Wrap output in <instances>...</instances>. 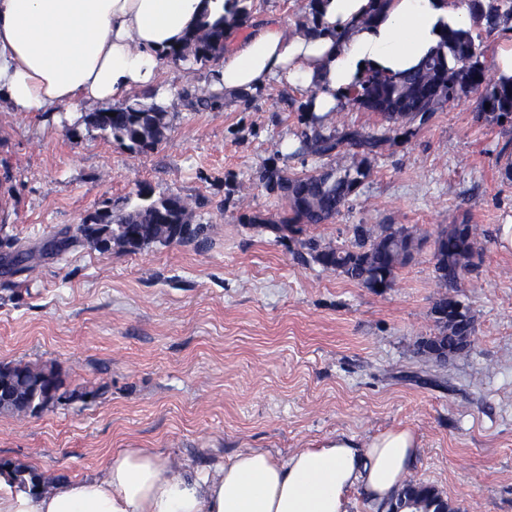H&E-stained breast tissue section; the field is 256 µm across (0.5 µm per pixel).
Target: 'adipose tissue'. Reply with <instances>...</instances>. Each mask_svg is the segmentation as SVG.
Here are the masks:
<instances>
[{"label":"adipose tissue","instance_id":"adipose-tissue-1","mask_svg":"<svg viewBox=\"0 0 512 512\" xmlns=\"http://www.w3.org/2000/svg\"><path fill=\"white\" fill-rule=\"evenodd\" d=\"M324 0L316 33L304 37L269 18L214 62L212 89L231 96L276 79L311 92L312 111L337 110L365 74L416 68L440 40L441 23L467 29L454 0ZM231 0H0V95L14 111L47 116L83 101L118 106L159 90V62L203 18L230 16ZM419 454L406 429L367 445L337 436L285 461L247 449L208 472L173 470L149 448L110 454L102 476L66 479L33 494L0 474V512H347L362 489L390 499Z\"/></svg>","mask_w":512,"mask_h":512}]
</instances>
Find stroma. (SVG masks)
<instances>
[{"mask_svg": "<svg viewBox=\"0 0 512 512\" xmlns=\"http://www.w3.org/2000/svg\"><path fill=\"white\" fill-rule=\"evenodd\" d=\"M307 0H254L293 30ZM171 127L149 152L92 128L93 103L51 119L0 98V228L26 248L104 209L136 204L140 184L181 196L210 244L134 253L89 244L0 273V364H55L65 390L100 389L36 415L0 413V462L46 477L98 475L121 448H151L171 465L208 470L263 448L279 460L346 435L362 444L395 428L420 444L413 479L460 512H512V122L477 116L478 94L443 106L415 137L392 143L332 223L305 235L349 244L356 224H403L422 246L378 294L296 257L300 245L242 224L278 215L255 173L317 167L295 150L300 115L273 82L252 104L192 112L180 89L205 66L164 58ZM461 220L482 232L455 298L475 320L472 352L439 366L418 349L442 289L433 240Z\"/></svg>", "mask_w": 512, "mask_h": 512, "instance_id": "obj_1", "label": "stroma"}]
</instances>
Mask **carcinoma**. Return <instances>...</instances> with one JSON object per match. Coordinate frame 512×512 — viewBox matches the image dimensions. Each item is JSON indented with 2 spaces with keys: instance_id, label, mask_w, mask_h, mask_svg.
<instances>
[{
  "instance_id": "cac0c4a2",
  "label": "carcinoma",
  "mask_w": 512,
  "mask_h": 512,
  "mask_svg": "<svg viewBox=\"0 0 512 512\" xmlns=\"http://www.w3.org/2000/svg\"><path fill=\"white\" fill-rule=\"evenodd\" d=\"M241 4L232 13L201 25L203 34H192L185 45L169 56L179 61L212 62L224 52L227 29L240 28L249 19L253 0H236ZM471 19V29L443 25L437 47L412 71L398 75L371 73L352 87L346 98L367 112L379 113L388 126L380 132L367 131L344 122H332V113L317 117L308 113V104L290 99L291 106L301 113L305 129L301 131L296 154L326 161L323 166L302 174L289 175L270 158L259 171L258 180L267 193L280 197L289 212L275 218L262 213L243 216L252 228L267 230L276 237L301 235L304 227L327 224L339 216L350 198L369 177L370 160L399 140L415 136L445 104L459 101L473 92L481 95L482 112L497 120L512 118V77H491L480 60L473 30L491 33L512 22V0H460ZM179 96L194 112L221 110L226 105L219 90L197 91L184 88ZM490 108H485V104ZM116 116H110V113ZM91 124L112 136L129 150L145 152L155 149L170 126L168 110L153 94H143L128 104L109 111L101 110ZM353 150L348 165H332L344 149ZM140 202L132 209L109 211L107 223L77 224L65 227L43 243L51 252H61L75 243L86 241L103 251L117 247L137 252L150 244H192L202 248L207 242V227L193 224L187 202L178 195L154 196L143 186L138 191ZM479 236L476 225L462 221L446 226L434 239V273L444 288L460 287L463 272L471 266L473 246ZM348 246L322 245L315 239H301L311 261L325 271L338 272L374 292L394 287L399 268L406 265L418 249L416 231L399 224L376 229L374 225L358 224L352 229ZM460 301L446 293L434 303L431 314L435 330L427 339L424 354L435 360L433 353L451 350L454 355H469L474 335L470 312L458 313ZM59 371L53 364H0V411L27 416L46 410L42 400L50 398L86 402L98 396L95 391L62 390ZM17 487L32 493L46 487L42 474L25 466L3 462ZM420 503L427 512H456L451 503L431 484L421 481L406 483L388 503L386 512H408Z\"/></svg>"
}]
</instances>
